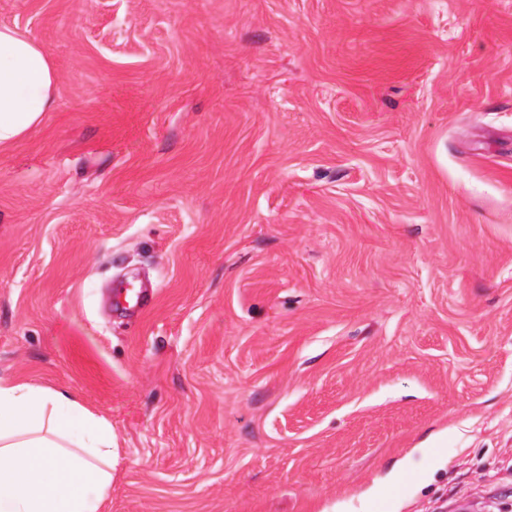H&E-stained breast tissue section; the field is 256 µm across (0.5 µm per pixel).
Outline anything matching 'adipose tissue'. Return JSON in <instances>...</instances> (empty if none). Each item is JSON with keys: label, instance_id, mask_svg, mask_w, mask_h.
Here are the masks:
<instances>
[{"label": "adipose tissue", "instance_id": "1", "mask_svg": "<svg viewBox=\"0 0 512 512\" xmlns=\"http://www.w3.org/2000/svg\"><path fill=\"white\" fill-rule=\"evenodd\" d=\"M41 44L0 25V147L22 139L57 96ZM112 427L69 392L0 376V512H103Z\"/></svg>", "mask_w": 512, "mask_h": 512}]
</instances>
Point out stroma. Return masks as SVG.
Wrapping results in <instances>:
<instances>
[{"mask_svg": "<svg viewBox=\"0 0 512 512\" xmlns=\"http://www.w3.org/2000/svg\"><path fill=\"white\" fill-rule=\"evenodd\" d=\"M0 376L112 426L104 512H512V0H0ZM147 273L151 307L107 308ZM432 433L440 461L396 487ZM58 81L38 41L0 25V147L19 141L42 121L57 96Z\"/></svg>", "mask_w": 512, "mask_h": 512, "instance_id": "1", "label": "stroma"}]
</instances>
